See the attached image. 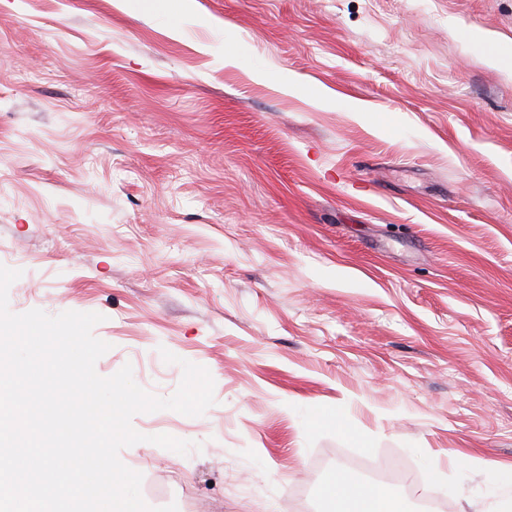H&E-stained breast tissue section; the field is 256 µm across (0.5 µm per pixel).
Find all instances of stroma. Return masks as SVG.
Masks as SVG:
<instances>
[{
	"mask_svg": "<svg viewBox=\"0 0 512 512\" xmlns=\"http://www.w3.org/2000/svg\"><path fill=\"white\" fill-rule=\"evenodd\" d=\"M472 28L511 46L512 0H0L11 311L101 314L97 373L153 395L164 348L215 382L133 417L195 444L121 450L148 505L322 512L337 468L512 503V76Z\"/></svg>",
	"mask_w": 512,
	"mask_h": 512,
	"instance_id": "1",
	"label": "stroma"
}]
</instances>
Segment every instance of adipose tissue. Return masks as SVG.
Returning <instances> with one entry per match:
<instances>
[{
    "label": "adipose tissue",
    "instance_id": "adipose-tissue-1",
    "mask_svg": "<svg viewBox=\"0 0 512 512\" xmlns=\"http://www.w3.org/2000/svg\"><path fill=\"white\" fill-rule=\"evenodd\" d=\"M320 495L326 512H396L377 486L356 481L343 469L326 477Z\"/></svg>",
    "mask_w": 512,
    "mask_h": 512
}]
</instances>
